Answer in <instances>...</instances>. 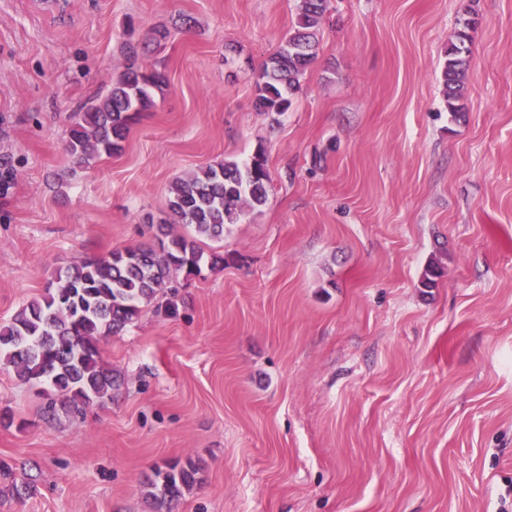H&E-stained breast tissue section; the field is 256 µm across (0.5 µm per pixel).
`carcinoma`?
Masks as SVG:
<instances>
[{"label":"carcinoma","mask_w":512,"mask_h":512,"mask_svg":"<svg viewBox=\"0 0 512 512\" xmlns=\"http://www.w3.org/2000/svg\"><path fill=\"white\" fill-rule=\"evenodd\" d=\"M300 2L288 36L256 80L260 112H286L318 56V33L330 0ZM474 30V22L467 21L448 48L442 78L451 112L462 110L458 101ZM165 85V76L156 70L127 68L99 104L72 113L69 154L88 163L120 152L141 112L154 105V91ZM270 181L265 152L259 150L248 160L216 162L172 182L171 219L156 225L153 245L114 250L105 258L91 257L59 269L44 295L0 323V366L13 369L24 383L52 389L60 401L50 400V411L59 406L67 413H80L94 402L112 398L121 381L102 362L101 340L134 323L141 305L179 276H197L203 266L213 269L223 263L221 254L205 252L198 240L224 239L226 225L237 223L246 209L266 203ZM173 224L194 228L196 237L174 233ZM198 482V468L188 460L157 469L147 486L156 503L169 506Z\"/></svg>","instance_id":"1"}]
</instances>
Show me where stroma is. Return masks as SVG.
I'll return each instance as SVG.
<instances>
[{"label":"stroma","instance_id":"obj_1","mask_svg":"<svg viewBox=\"0 0 512 512\" xmlns=\"http://www.w3.org/2000/svg\"><path fill=\"white\" fill-rule=\"evenodd\" d=\"M298 5L0 0V323L58 268L150 243L177 178L260 148L272 176L176 313L160 289L102 340L112 399L51 415L0 369V512H155L148 477L188 458L174 512H512V0H332L290 108L258 112ZM130 65L167 86L77 163L70 114ZM474 22L467 20L464 30L457 34V41L448 48L447 59L442 72L444 95L450 112H460L462 105L456 104L463 97L464 78L468 69L470 44Z\"/></svg>","mask_w":512,"mask_h":512}]
</instances>
